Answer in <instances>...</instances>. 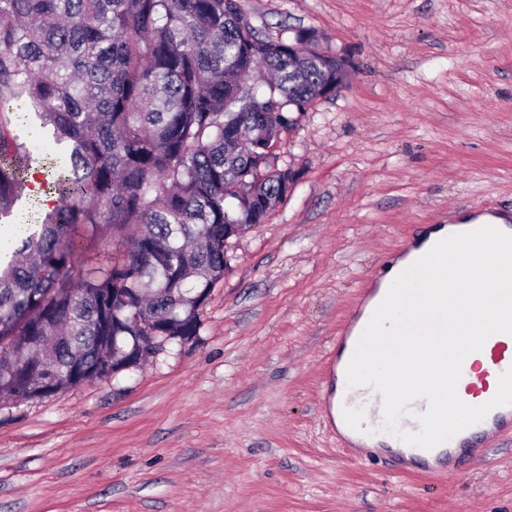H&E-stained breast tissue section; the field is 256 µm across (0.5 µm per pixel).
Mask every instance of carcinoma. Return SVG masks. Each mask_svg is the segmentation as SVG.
Here are the masks:
<instances>
[{"mask_svg": "<svg viewBox=\"0 0 512 512\" xmlns=\"http://www.w3.org/2000/svg\"><path fill=\"white\" fill-rule=\"evenodd\" d=\"M296 40L290 57L238 0H0V221L30 204L36 164L12 117L60 150L40 165L53 210L0 253V395L135 364L138 320L198 335L224 225L266 220L293 184L268 143L344 76Z\"/></svg>", "mask_w": 512, "mask_h": 512, "instance_id": "cac0c4a2", "label": "carcinoma"}]
</instances>
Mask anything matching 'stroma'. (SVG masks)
<instances>
[{
	"mask_svg": "<svg viewBox=\"0 0 512 512\" xmlns=\"http://www.w3.org/2000/svg\"><path fill=\"white\" fill-rule=\"evenodd\" d=\"M349 63L283 134L294 170L231 240L192 345L0 398V512H512V432L454 470L341 451L324 410L349 317L435 224L512 217V0H239Z\"/></svg>",
	"mask_w": 512,
	"mask_h": 512,
	"instance_id": "stroma-1",
	"label": "stroma"
}]
</instances>
